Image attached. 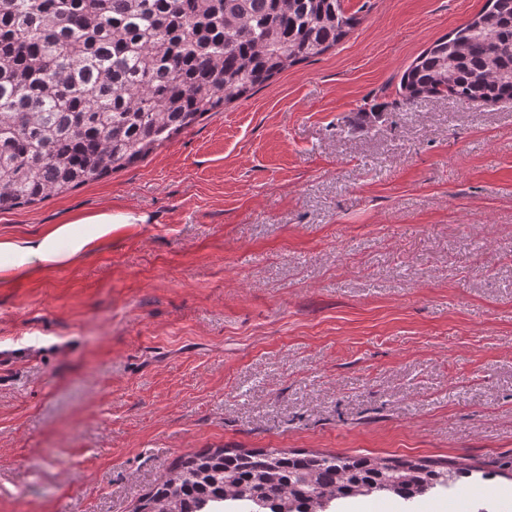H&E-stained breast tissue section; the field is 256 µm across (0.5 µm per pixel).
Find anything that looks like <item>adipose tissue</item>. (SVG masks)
Returning a JSON list of instances; mask_svg holds the SVG:
<instances>
[{
  "label": "adipose tissue",
  "mask_w": 512,
  "mask_h": 512,
  "mask_svg": "<svg viewBox=\"0 0 512 512\" xmlns=\"http://www.w3.org/2000/svg\"><path fill=\"white\" fill-rule=\"evenodd\" d=\"M143 221L142 215L131 211L103 210L47 225L33 235L1 236L0 283L28 273L70 265L110 241L113 230Z\"/></svg>",
  "instance_id": "ef3b65f1"
}]
</instances>
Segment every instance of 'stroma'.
I'll use <instances>...</instances> for the list:
<instances>
[{
	"mask_svg": "<svg viewBox=\"0 0 512 512\" xmlns=\"http://www.w3.org/2000/svg\"><path fill=\"white\" fill-rule=\"evenodd\" d=\"M486 3L344 0L336 48L0 213L145 217L0 285V512H132L222 447L474 462L512 505V101L399 96Z\"/></svg>",
	"mask_w": 512,
	"mask_h": 512,
	"instance_id": "obj_1",
	"label": "stroma"
}]
</instances>
